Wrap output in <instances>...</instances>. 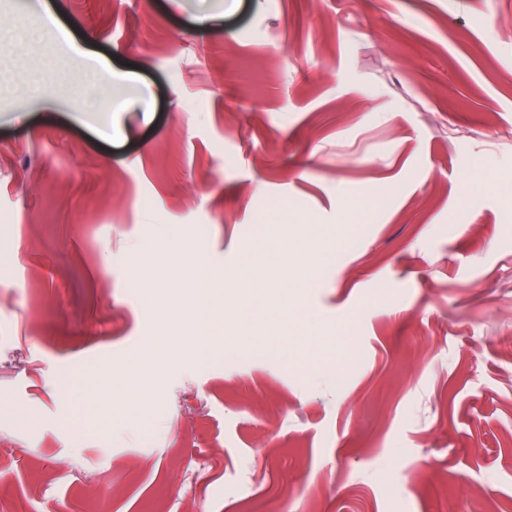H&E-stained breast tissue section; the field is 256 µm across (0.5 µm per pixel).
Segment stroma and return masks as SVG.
Segmentation results:
<instances>
[{"mask_svg": "<svg viewBox=\"0 0 512 512\" xmlns=\"http://www.w3.org/2000/svg\"><path fill=\"white\" fill-rule=\"evenodd\" d=\"M46 8L74 51L19 36ZM92 56L122 110L27 92ZM199 262L233 277L206 368ZM147 288L171 347L105 427ZM1 476L13 512H512V0H0ZM99 393L102 395V399L104 403H109L112 401V413H122L125 415L127 420L131 423H136V418L132 409H129L127 406H119L117 404V397L119 396L121 390L120 387L114 385L112 381L103 383L98 388ZM102 401L98 402V411L100 420L103 423H108L110 421V414Z\"/></svg>", "mask_w": 512, "mask_h": 512, "instance_id": "1", "label": "stroma"}]
</instances>
